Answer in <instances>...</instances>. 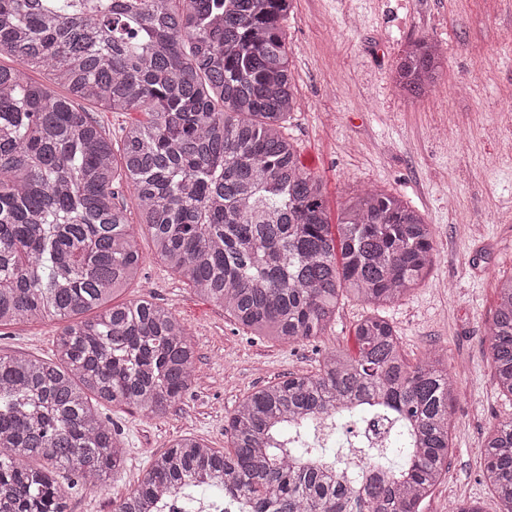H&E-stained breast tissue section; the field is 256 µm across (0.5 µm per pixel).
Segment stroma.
<instances>
[{"label":"stroma","instance_id":"1","mask_svg":"<svg viewBox=\"0 0 512 512\" xmlns=\"http://www.w3.org/2000/svg\"><path fill=\"white\" fill-rule=\"evenodd\" d=\"M285 32L297 88L287 134L305 169L321 178L330 215L350 196L377 189L416 207L433 230L425 281L379 310L410 364L443 353L456 386L448 473L423 512H453L468 498L500 512L481 477V451L488 433L512 418V400L496 388L488 336L499 283L512 277V0H294ZM420 38L440 45L442 77L411 100L393 67ZM121 192L146 263L116 299L177 312L195 350L194 382L160 417L101 406L121 433L124 463L104 488L71 491L66 512H113L179 436L227 448L224 427L245 396L316 371L326 351L354 350V327L370 313L344 298L317 340L288 347L252 339L156 256L133 189ZM59 331L53 319L2 326L0 352L52 357Z\"/></svg>","mask_w":512,"mask_h":512}]
</instances>
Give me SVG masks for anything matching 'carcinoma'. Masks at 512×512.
Masks as SVG:
<instances>
[{
	"label": "carcinoma",
	"instance_id": "1",
	"mask_svg": "<svg viewBox=\"0 0 512 512\" xmlns=\"http://www.w3.org/2000/svg\"><path fill=\"white\" fill-rule=\"evenodd\" d=\"M294 0H0V327L55 317V359L0 353V512H65L124 462L91 400L162 416L192 385L180 318L147 299L113 304L143 264L119 189L136 193L157 256L259 339L326 334L343 296L376 307L422 283L433 231L397 196H351L331 231L321 179L285 123L295 109L283 26ZM44 71L59 96L29 73ZM441 77V53L410 43L395 68L413 98ZM139 111L120 154L76 101ZM101 312L93 318L85 313ZM354 355L331 350L314 373L242 400L230 448L182 436L157 455L115 512H157L221 479L253 512H421L448 472L456 397L441 354L410 365L380 315L354 328ZM496 386L512 397V278L489 327ZM388 412V448H326L308 422L355 424ZM484 479L512 512V420L482 452Z\"/></svg>",
	"mask_w": 512,
	"mask_h": 512
}]
</instances>
